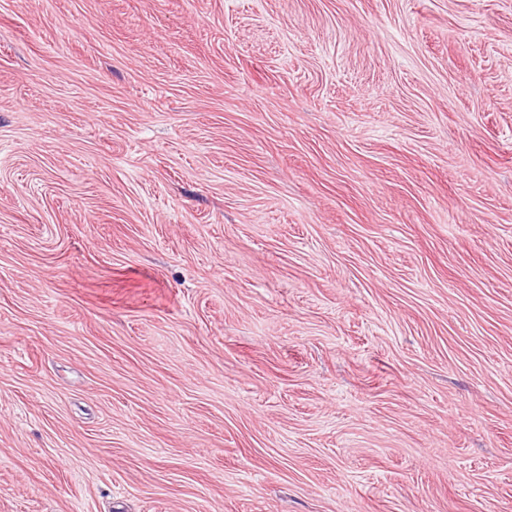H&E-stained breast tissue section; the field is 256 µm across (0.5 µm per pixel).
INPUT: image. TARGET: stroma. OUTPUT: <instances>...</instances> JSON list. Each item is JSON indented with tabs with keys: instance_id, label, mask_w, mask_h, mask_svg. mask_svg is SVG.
<instances>
[{
	"instance_id": "1",
	"label": "stroma",
	"mask_w": 512,
	"mask_h": 512,
	"mask_svg": "<svg viewBox=\"0 0 512 512\" xmlns=\"http://www.w3.org/2000/svg\"><path fill=\"white\" fill-rule=\"evenodd\" d=\"M0 512H512V0H0Z\"/></svg>"
}]
</instances>
